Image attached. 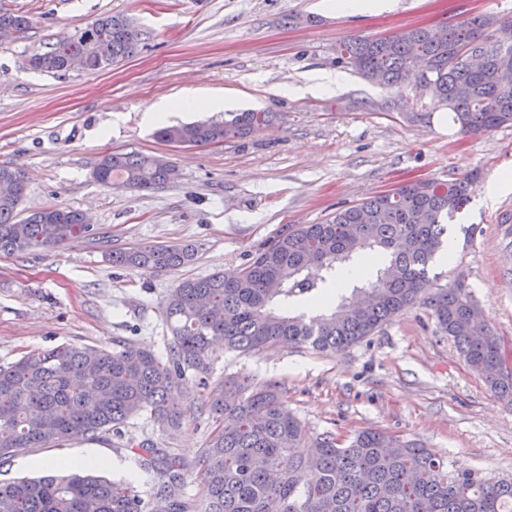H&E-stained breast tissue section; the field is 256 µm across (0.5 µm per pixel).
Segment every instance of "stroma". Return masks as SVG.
<instances>
[{
  "instance_id": "35a3bbf8",
  "label": "stroma",
  "mask_w": 512,
  "mask_h": 512,
  "mask_svg": "<svg viewBox=\"0 0 512 512\" xmlns=\"http://www.w3.org/2000/svg\"><path fill=\"white\" fill-rule=\"evenodd\" d=\"M28 16V30L0 39V166L20 172L29 213L60 205L92 229L53 250L0 255V366L60 345L127 340L164 354V303L186 278L243 266L282 228L320 224L338 210L413 179L478 173L470 203L448 227L452 254L429 267L432 288L462 280L493 330L512 347V126L463 134L446 110L410 122L382 110L392 94L336 60L357 36L442 26L475 14L512 15V0H393L390 8L340 14L327 0H0ZM141 32L133 57L98 73L35 71L33 55L105 15ZM340 73L332 94L313 76ZM220 96L225 112L261 109L276 123L244 139L176 147L158 139L147 111L164 98ZM169 160L161 187H106L93 178L108 153ZM140 243L191 244L184 267L158 273L113 266L112 250ZM274 384L309 439L344 441L373 428L420 439L460 469L512 476V404L495 398L437 326L413 306L336 353L275 346L216 350L206 382H183L179 429L130 419L121 435L72 438L0 464V480L43 475L40 459L111 456L108 475L137 472L145 512L168 499L128 442L185 461L182 495L199 503L198 453L217 428L203 406L226 375Z\"/></svg>"
}]
</instances>
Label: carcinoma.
<instances>
[{
    "label": "carcinoma",
    "instance_id": "obj_1",
    "mask_svg": "<svg viewBox=\"0 0 512 512\" xmlns=\"http://www.w3.org/2000/svg\"><path fill=\"white\" fill-rule=\"evenodd\" d=\"M121 22L119 15H103L34 55L30 65L64 75L71 55L85 56L91 73L118 64L136 54L140 43L125 35ZM30 25L24 15L0 12V29L23 32ZM506 26L512 27L511 16L476 15L442 27L358 36L338 50L337 61L393 91L396 109L410 121L424 119L437 105L451 112L464 134L491 131L512 125V42L495 39ZM466 46L481 49L482 69L461 60ZM420 75L427 84L418 96L413 84ZM276 118L275 112H237L229 120L163 127L156 135L205 146L242 139ZM95 171L101 185L142 190L168 177L156 157L136 153L106 154ZM477 178L472 173L402 184L323 224L280 230L241 268L179 281L166 298L171 337L163 358L118 340L110 349L66 345L35 351L0 367V462L61 439L119 435L128 419L143 415L179 426L177 389L189 371L208 374L216 347L257 353L281 344L336 352L372 335L423 298L429 263L447 243L446 221L469 203ZM25 191L23 176L0 166V254L54 249L89 232L83 215L67 207L17 219ZM376 248L387 265L364 270L365 293L356 301L314 316L272 310L275 300L288 310L328 287L327 278L311 276V269L332 274L354 255ZM195 257L189 245L150 243L111 255L117 266L149 273L183 267ZM427 303L490 392L512 400V365L501 339L472 321L474 303L463 285L440 288ZM224 390L209 405L224 426L199 452L203 512H512V479L453 470L423 444L372 429L344 446L328 435L309 444L276 386L226 376ZM128 447L134 456L148 457L165 478L160 491L172 498V512H189L181 499L184 461L147 442ZM0 512H144V506L136 491L96 466L0 482Z\"/></svg>",
    "mask_w": 512,
    "mask_h": 512
}]
</instances>
